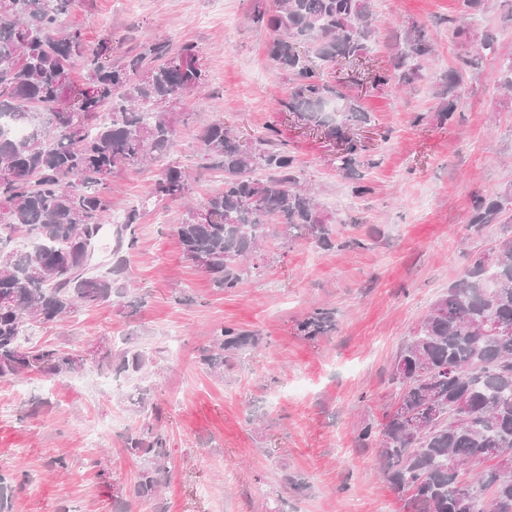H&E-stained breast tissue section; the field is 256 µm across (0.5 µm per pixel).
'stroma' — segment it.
Returning a JSON list of instances; mask_svg holds the SVG:
<instances>
[{
    "label": "stroma",
    "instance_id": "stroma-1",
    "mask_svg": "<svg viewBox=\"0 0 512 512\" xmlns=\"http://www.w3.org/2000/svg\"><path fill=\"white\" fill-rule=\"evenodd\" d=\"M255 0H77L65 17L89 45L111 39V65L158 39L194 43L206 84L178 123L170 158L192 170L188 202H146L154 164L115 174L113 210L139 207L137 243L128 259L132 287L144 303L115 298L74 314L64 326L33 325L27 347L80 354L127 338L151 362L145 372L116 375L86 367L59 380L38 375L0 380L9 404L0 415V474L25 470L30 484L14 492L13 512H117L113 497L137 465L123 437L142 414L127 401L150 388L163 412L170 472L167 512H405L383 476L375 449L355 443V429L381 419L393 400L390 366L430 303L477 254L512 236V224L470 226L475 195L512 184V97L498 92L487 66L468 70L467 93L451 123L431 118L430 80L395 95L371 73L389 68L394 35L425 27L437 48L433 71L463 53L448 25L461 0H373L377 32L370 52L336 65V112H366L363 123L332 135L277 110L290 87L274 71L272 34L253 23ZM224 120L242 140L276 124L318 189L324 215L336 220L339 248L307 239L268 243L259 274L240 288H212L188 264L174 227L185 204L200 205L221 188L218 172L198 166L200 130ZM377 156L356 175L373 189L355 198L352 179L336 170L346 142ZM334 309L336 328L314 340L296 324L312 308ZM231 323L257 330L266 348L236 359L223 380L208 376L198 351L210 331ZM39 409H32V402ZM66 455L65 473L52 461Z\"/></svg>",
    "mask_w": 512,
    "mask_h": 512
}]
</instances>
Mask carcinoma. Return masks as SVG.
<instances>
[{
  "instance_id": "1",
  "label": "carcinoma",
  "mask_w": 512,
  "mask_h": 512,
  "mask_svg": "<svg viewBox=\"0 0 512 512\" xmlns=\"http://www.w3.org/2000/svg\"><path fill=\"white\" fill-rule=\"evenodd\" d=\"M75 0H0V114L28 128L23 138L0 132V379L38 374L56 378L85 369L74 352L20 343L26 327L54 324L83 308L122 295L115 287L128 271L127 251L135 246L138 209L115 225L117 245L109 275L85 273L81 265L104 220L112 214V176L151 160L160 166L148 198L184 200L191 190L185 167L168 160L179 122L176 109L201 91L205 74L199 50L190 43L144 45L121 66L107 63L112 42L93 49L81 31L64 25ZM486 13L512 0H463ZM253 20L272 32L267 48L274 68L293 86L278 111L331 133L338 128L324 113L341 91L326 79L339 60L361 59L375 30L372 0H255ZM454 35L469 46L461 65L435 76L436 117L449 120L465 96L463 71L497 59L489 34L464 24ZM435 56L427 31L412 25L396 35L392 69L373 76L377 85L397 88L421 80ZM87 72L73 84L75 68ZM497 87L512 94V56L499 64ZM276 125L244 147L222 120L206 125L198 138L203 168L222 172L223 187L200 207L185 208L176 233L184 259L224 292L259 272L253 262L270 238H308L323 250L336 247L329 220L307 185L304 171L283 144ZM373 167L350 144L336 157V170L351 174ZM470 223H512V188L474 199ZM20 234L37 246L10 247ZM512 237L480 253L429 306L406 339L392 374L394 402L378 421L357 432L362 448H374L383 475L404 501L406 512H512V471L490 468L475 477L464 466L498 448L512 455ZM334 310L316 307L297 323L315 340L335 329ZM263 343L258 331L234 324L216 327L199 360L212 377ZM96 360L116 374H138L149 359L127 346ZM143 423L125 435L124 449L137 461L131 484L122 489V512L136 502L157 501L167 478L169 454L161 412L150 389L128 397Z\"/></svg>"
}]
</instances>
